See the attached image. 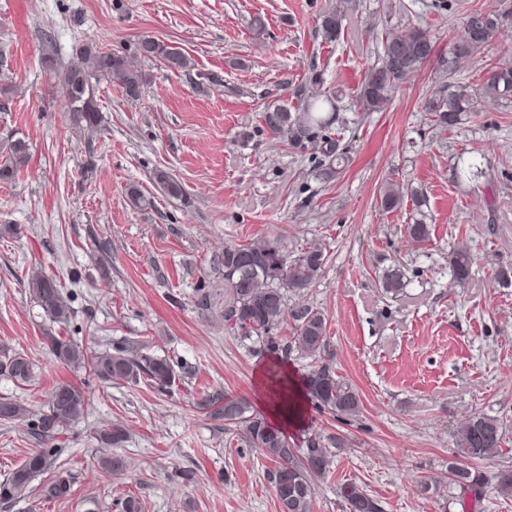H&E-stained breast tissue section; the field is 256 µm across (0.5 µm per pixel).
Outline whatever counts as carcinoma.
I'll list each match as a JSON object with an SVG mask.
<instances>
[{
    "label": "carcinoma",
    "mask_w": 512,
    "mask_h": 512,
    "mask_svg": "<svg viewBox=\"0 0 512 512\" xmlns=\"http://www.w3.org/2000/svg\"><path fill=\"white\" fill-rule=\"evenodd\" d=\"M352 0L321 16L323 40L336 42L342 32L345 11L353 10ZM512 27V0H497L491 9L475 8L464 16V35L450 41L448 48L437 51V41L430 31L419 25L390 33L381 40L377 62L367 68L358 87L357 102L365 112H384L396 85L416 76L428 63L447 83L424 102V111L437 127L448 130L459 124L465 112L477 111L479 100L512 102V64L503 63L488 72L478 88L457 83L459 66L497 41L503 31ZM141 42L150 45L148 53L135 48L132 53L122 48L105 50L85 44L75 51L69 64L58 75L64 111L78 127L93 137L100 130L102 117L97 100V86L105 82L116 85L126 99L139 98L146 82L141 62L155 60L172 72L193 70L192 59L179 47L151 38ZM295 101H283L265 109L261 121L274 137H281L295 148L312 147L318 160V175L324 181L336 177L343 157L336 138V103L324 90V72L312 65L304 86L294 95ZM30 159L29 143L23 138H10L0 147V180L14 179ZM150 179L169 198L191 205L182 183L168 169L156 167ZM405 193L393 182L379 193V210H400ZM127 200L136 208L153 205L139 185L127 188ZM407 237L425 243L431 237V225L414 218L406 225ZM326 263V244L313 239L294 259L281 249L278 240L263 237L245 244L226 245L213 258V271L224 281V324L241 333V339L259 345L264 353L288 356L295 352L309 360L302 379L304 397L315 407L336 414L344 422L360 417L363 403L359 391L336 373L331 363L327 321L317 308L304 303L305 291L319 279ZM473 258L464 245L448 255L452 284L465 287L472 277ZM409 280L400 266H388L378 275L380 294L390 299L404 295ZM34 302L56 323H66L72 315L69 299L56 277L37 268L27 280ZM290 322L292 335L280 336L278 330ZM47 347L60 364L76 369L87 368L103 383L136 385L145 381L158 391H165L176 379L174 364L165 357L147 352V348L123 346L93 354L69 336L49 333ZM0 376L18 384H29L35 378L33 363L20 353L0 355ZM229 424L239 427L249 447L273 463L268 477L281 512H314L315 481L325 476L333 463L334 448L348 447L343 436L309 434L303 446L294 448L278 428L261 415L249 413L241 398L226 396L208 399L204 407ZM84 391L71 383L54 387L43 408L37 412L8 398H0V422L27 424L35 448L0 481V504L7 506L34 494L42 501H63L72 494L73 477L60 462V452L48 444L85 414ZM101 443L117 444L125 438L119 424H108L98 431ZM505 440V426L496 417L472 413L459 423L454 435L456 455L472 461L488 460L499 455ZM454 484L463 494L479 499L490 487L500 496H512V470L504 469L489 477L479 470L460 468L453 473ZM340 496L350 512H383L382 506L359 486L346 483Z\"/></svg>",
    "instance_id": "1"
}]
</instances>
